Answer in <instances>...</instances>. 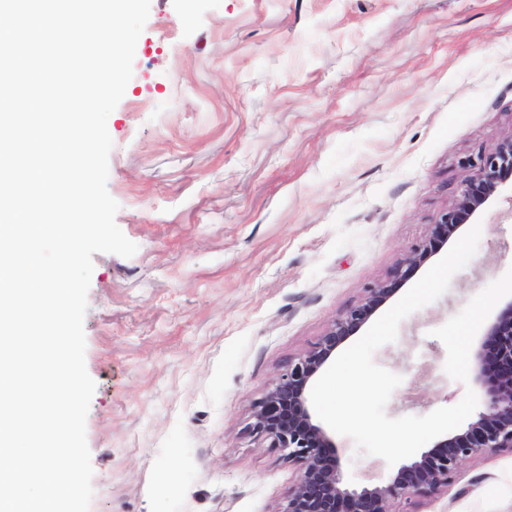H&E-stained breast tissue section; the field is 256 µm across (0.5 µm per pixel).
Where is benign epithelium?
<instances>
[{"label":"benign epithelium","instance_id":"obj_1","mask_svg":"<svg viewBox=\"0 0 512 512\" xmlns=\"http://www.w3.org/2000/svg\"><path fill=\"white\" fill-rule=\"evenodd\" d=\"M463 166L468 176L455 202L436 216L428 236L394 268L392 280L366 289L358 304L335 320L310 350L288 364L253 412L251 432L270 440V447L299 466L298 479L279 512H395L398 500L448 487L463 461L512 450V302L486 328L474 356V379L485 390L484 409L461 432L402 465L388 483L360 490L344 487L332 441L313 422L306 406L315 378L339 344L393 296V285L407 281L512 179V134L491 150L467 157ZM491 347L497 358L489 373L486 351Z\"/></svg>","mask_w":512,"mask_h":512}]
</instances>
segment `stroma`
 Wrapping results in <instances>:
<instances>
[{
	"label": "stroma",
	"mask_w": 512,
	"mask_h": 512,
	"mask_svg": "<svg viewBox=\"0 0 512 512\" xmlns=\"http://www.w3.org/2000/svg\"><path fill=\"white\" fill-rule=\"evenodd\" d=\"M107 129L138 250L93 256L90 512H278L299 469L254 407L512 134V0H151ZM478 219L447 292L373 355L402 378L389 417L465 394L433 331L512 268V187ZM332 441L346 487L395 474ZM395 508L512 512V451Z\"/></svg>",
	"instance_id": "obj_1"
}]
</instances>
